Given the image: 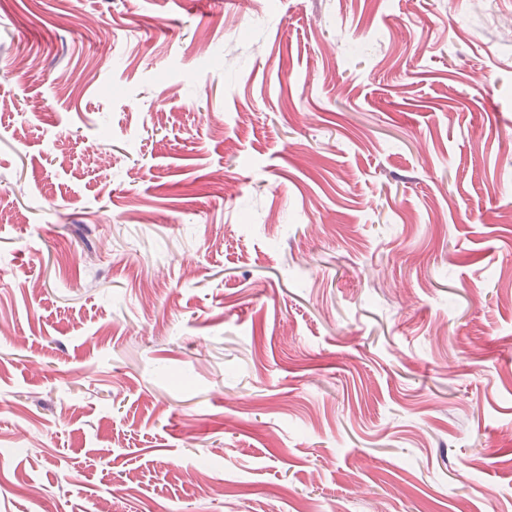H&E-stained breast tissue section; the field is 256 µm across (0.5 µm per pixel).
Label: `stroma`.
<instances>
[{
  "instance_id": "35a3bbf8",
  "label": "stroma",
  "mask_w": 512,
  "mask_h": 512,
  "mask_svg": "<svg viewBox=\"0 0 512 512\" xmlns=\"http://www.w3.org/2000/svg\"><path fill=\"white\" fill-rule=\"evenodd\" d=\"M0 512H512V0H0Z\"/></svg>"
}]
</instances>
